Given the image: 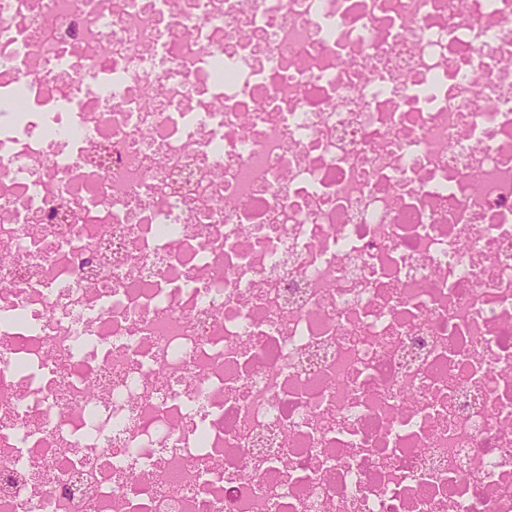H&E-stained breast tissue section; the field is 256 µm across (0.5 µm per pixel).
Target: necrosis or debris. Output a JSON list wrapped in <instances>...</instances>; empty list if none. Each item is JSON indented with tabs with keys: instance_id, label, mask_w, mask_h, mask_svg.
<instances>
[{
	"instance_id": "1",
	"label": "necrosis or debris",
	"mask_w": 512,
	"mask_h": 512,
	"mask_svg": "<svg viewBox=\"0 0 512 512\" xmlns=\"http://www.w3.org/2000/svg\"><path fill=\"white\" fill-rule=\"evenodd\" d=\"M0 242V512H512V0H0Z\"/></svg>"
}]
</instances>
